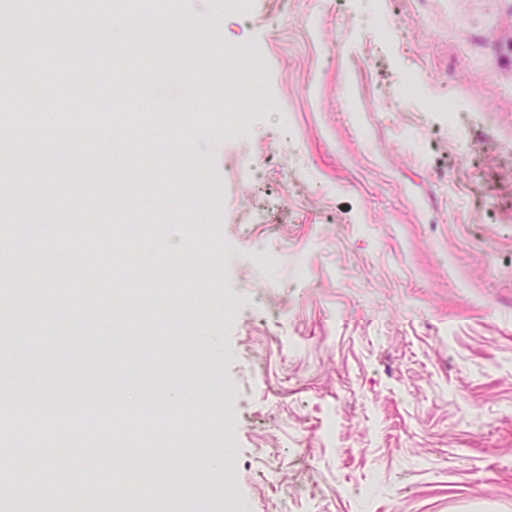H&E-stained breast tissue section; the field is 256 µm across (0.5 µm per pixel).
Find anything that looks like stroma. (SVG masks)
I'll return each instance as SVG.
<instances>
[{"instance_id": "1", "label": "stroma", "mask_w": 512, "mask_h": 512, "mask_svg": "<svg viewBox=\"0 0 512 512\" xmlns=\"http://www.w3.org/2000/svg\"><path fill=\"white\" fill-rule=\"evenodd\" d=\"M3 49L18 112L72 96L123 132L0 125L7 389L170 399L222 428L85 449L44 495L96 512H512V0H173ZM55 94L41 98V84ZM455 98L457 125L435 111ZM246 158L250 168L231 170ZM100 191L83 193L86 183ZM110 223L89 251L85 225ZM189 294L177 297L179 281ZM182 337L198 353L169 357ZM172 448L200 454L184 479Z\"/></svg>"}]
</instances>
